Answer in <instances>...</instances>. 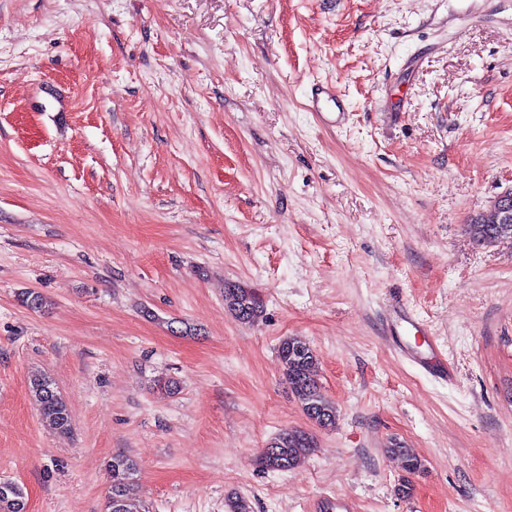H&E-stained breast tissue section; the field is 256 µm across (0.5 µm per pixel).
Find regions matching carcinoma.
Returning <instances> with one entry per match:
<instances>
[{
    "label": "carcinoma",
    "instance_id": "cac0c4a2",
    "mask_svg": "<svg viewBox=\"0 0 512 512\" xmlns=\"http://www.w3.org/2000/svg\"><path fill=\"white\" fill-rule=\"evenodd\" d=\"M466 232L478 245L512 244V223L497 224L472 217L466 224ZM224 307L245 325L257 322L263 313L259 299L250 289L233 284L224 289ZM278 357L283 377L308 419L320 428L335 426L336 407L324 396L314 379L317 364L314 350L301 338L288 336L278 346ZM29 388L42 419L57 433H68L71 422L67 405L52 380L35 375ZM315 447L316 437L312 433L283 429L271 438L255 458V464L262 470L288 471ZM387 451L402 460L406 472L412 474L419 470L421 462L414 449L395 442ZM107 473L106 512H130L131 502L139 490L136 462L128 455H115L107 464ZM24 509L22 487L10 481L0 482V512H24Z\"/></svg>",
    "mask_w": 512,
    "mask_h": 512
}]
</instances>
